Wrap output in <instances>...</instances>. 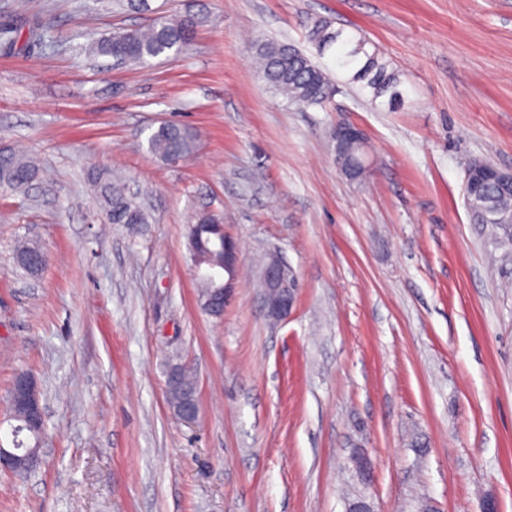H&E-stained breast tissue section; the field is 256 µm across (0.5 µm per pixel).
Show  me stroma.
Returning <instances> with one entry per match:
<instances>
[{"label":"stroma","mask_w":512,"mask_h":512,"mask_svg":"<svg viewBox=\"0 0 512 512\" xmlns=\"http://www.w3.org/2000/svg\"><path fill=\"white\" fill-rule=\"evenodd\" d=\"M204 15L188 49L113 65L91 42L160 16ZM365 37L398 70L403 108L338 83L287 104L248 41L307 55L313 20ZM45 37L30 41V24ZM0 147L45 171L0 191V415L34 375L39 468L0 473V512H512V262L474 223L465 169H512V0H0ZM167 122L196 147L148 149ZM365 133L364 181L336 165L337 123ZM117 171L145 224L108 223L88 190ZM221 215L240 274L223 317L202 310L188 224ZM38 240L32 276L16 247ZM293 270L292 314L271 320L269 255ZM197 375L198 413L167 398ZM366 456L372 478L351 462Z\"/></svg>","instance_id":"obj_1"}]
</instances>
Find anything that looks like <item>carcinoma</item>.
Wrapping results in <instances>:
<instances>
[{"label": "carcinoma", "mask_w": 512, "mask_h": 512, "mask_svg": "<svg viewBox=\"0 0 512 512\" xmlns=\"http://www.w3.org/2000/svg\"><path fill=\"white\" fill-rule=\"evenodd\" d=\"M199 18L187 14L179 18L161 17L146 28L118 32L92 45L95 53L112 57L120 64L147 65L153 59L170 58L190 45L193 30ZM308 41L318 53L336 47V64L350 73L349 81L359 83L375 99L387 98L391 107L405 102L406 90L399 72L378 51L367 49L362 36H346L341 29H332L327 22L317 20L308 31ZM259 77L272 91L291 103L312 107L329 100L336 86L327 70L315 63L292 45L257 40L250 45ZM149 151L167 163L187 157L193 149V139L187 130L165 124L148 139ZM39 176V166L32 157L16 149L0 150V188L11 191L26 190ZM97 197L111 224H145L147 217L142 207L128 197L118 180L106 173L92 177ZM472 219L485 223V215L512 217V193L490 190L470 207ZM221 219L212 213L199 215L194 224V240L198 253L210 240L219 237ZM36 242H25L17 250V263L25 272L34 274L43 256ZM171 406L195 403L194 380L190 371L178 375V381L169 388Z\"/></svg>", "instance_id": "carcinoma-1"}]
</instances>
